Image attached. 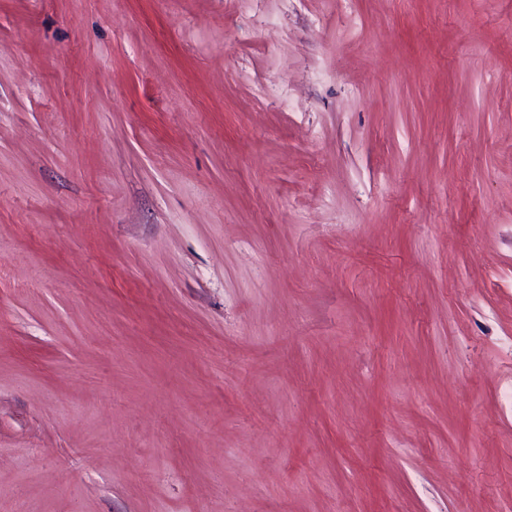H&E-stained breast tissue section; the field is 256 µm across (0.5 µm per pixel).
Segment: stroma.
Wrapping results in <instances>:
<instances>
[{"instance_id": "obj_1", "label": "stroma", "mask_w": 512, "mask_h": 512, "mask_svg": "<svg viewBox=\"0 0 512 512\" xmlns=\"http://www.w3.org/2000/svg\"><path fill=\"white\" fill-rule=\"evenodd\" d=\"M512 0H0V512H512Z\"/></svg>"}]
</instances>
